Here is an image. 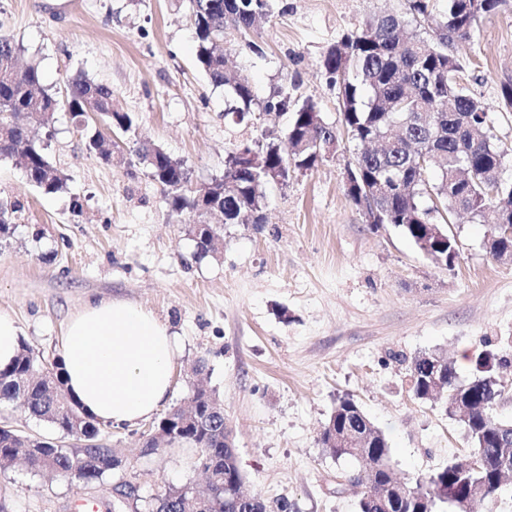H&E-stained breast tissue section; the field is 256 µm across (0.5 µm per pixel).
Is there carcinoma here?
Masks as SVG:
<instances>
[{
  "instance_id": "obj_1",
  "label": "carcinoma",
  "mask_w": 512,
  "mask_h": 512,
  "mask_svg": "<svg viewBox=\"0 0 512 512\" xmlns=\"http://www.w3.org/2000/svg\"><path fill=\"white\" fill-rule=\"evenodd\" d=\"M408 16L375 14L362 27L344 35L321 60L320 69L338 85L342 125L351 140L375 148L357 154L348 167L353 184L347 196L358 203L361 191L370 190L369 209L379 213L376 224H390L421 252L453 265L460 248L455 236L441 229L429 237L426 224L445 225L463 208L495 225L512 224V183L499 177L505 151L488 135V107L469 94L461 83L462 64L450 50L470 39L482 14L497 12L507 0H406ZM193 21L196 58L212 85L224 88V117L238 112L262 122V115L283 112L289 116L285 138L262 133V142L249 145L269 167L281 162L286 147L302 139L325 141L338 137L336 127L323 120L310 98L299 101L280 88L259 102L251 85L233 78L234 57L244 51L259 54L252 39L255 23L273 15L275 0H188ZM18 48L0 34V158L13 159L27 180L45 194L65 185L41 143L30 137L20 122L37 115L46 126L66 107L74 123L83 128L89 150L100 161L112 163L123 145L146 164L151 177L163 188L175 212L193 211L197 202L187 191L190 171L163 150L132 138L134 119L114 109L112 87L82 75L68 80L65 100L42 87L38 67L17 66ZM94 125H89V121ZM267 182L251 173L248 162L229 153L224 158V182L210 185L207 193L221 198L227 223L251 212L247 224L263 222ZM495 186L501 195L491 198ZM193 237L199 254H212L211 240L224 237L217 224H195ZM512 363L492 349L480 352L466 381L459 380L454 365L440 352L414 357L410 376L414 395L440 400L461 424L479 450L478 460H456L424 475L401 480L390 464L387 437L350 396L336 403L323 427L320 442L336 458L364 463V483L358 512H435L447 504L461 512L459 503L477 487L493 497L512 467V420L497 414L504 401L503 388L494 379L500 368ZM52 375L25 345L16 358L0 368V403L18 399L19 385L26 389L23 404L30 417L45 421L82 446L65 448L44 437L0 429V461L13 459L25 448L28 469L49 472L69 481L100 482L112 471V451L97 443L105 423L85 412L65 385L62 358L52 363ZM199 422L185 429V444L204 471L211 473L209 492L197 512H266V505L241 491L243 474L237 453L224 446V418L192 391ZM355 429L364 438V451L339 448L331 443V430ZM190 493L177 486L146 504L149 512H184Z\"/></svg>"
}]
</instances>
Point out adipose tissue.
I'll return each instance as SVG.
<instances>
[{"instance_id": "adipose-tissue-1", "label": "adipose tissue", "mask_w": 512, "mask_h": 512, "mask_svg": "<svg viewBox=\"0 0 512 512\" xmlns=\"http://www.w3.org/2000/svg\"><path fill=\"white\" fill-rule=\"evenodd\" d=\"M67 336V387L95 418L132 425L168 400L178 341L151 312L128 302H90L70 319Z\"/></svg>"}]
</instances>
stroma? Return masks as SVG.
<instances>
[{"label": "stroma", "mask_w": 512, "mask_h": 512, "mask_svg": "<svg viewBox=\"0 0 512 512\" xmlns=\"http://www.w3.org/2000/svg\"><path fill=\"white\" fill-rule=\"evenodd\" d=\"M405 8V0H277L252 35L263 55L241 54L239 74L258 99L288 85L340 126L323 54L370 16ZM0 34L57 97L76 75L110 85L137 138L183 162L195 182L222 176L225 155L261 137L259 124L225 120L224 91L196 60L187 0H0ZM453 52L469 93L489 107L488 134L509 150L500 177L511 183L512 109L500 89L512 83V0L480 17ZM32 131L66 188L43 194L0 159V207L14 211L13 233L0 244V310L36 356H61L68 321L87 301L143 306L181 342L165 410L187 407L194 386L214 390L245 491L272 507L288 499L291 512L358 510L347 481L357 462L320 443L347 395L385 432L401 476L469 454L465 430L442 404L414 396L407 360L440 349L465 377L485 345L512 359V262L490 254V224L466 215L449 224L460 245L450 268L393 226H371L345 191L359 147L343 134L317 167L267 187L265 224L225 225L223 251L198 260L195 214L172 213L134 153L98 161L64 109ZM200 361L204 372L192 375ZM158 421L105 429L99 442L123 467L96 484L33 474L20 461L0 466V512H76L90 500L106 508L127 482L146 501L172 485L205 490L185 449L144 454Z\"/></svg>", "instance_id": "obj_1"}]
</instances>
